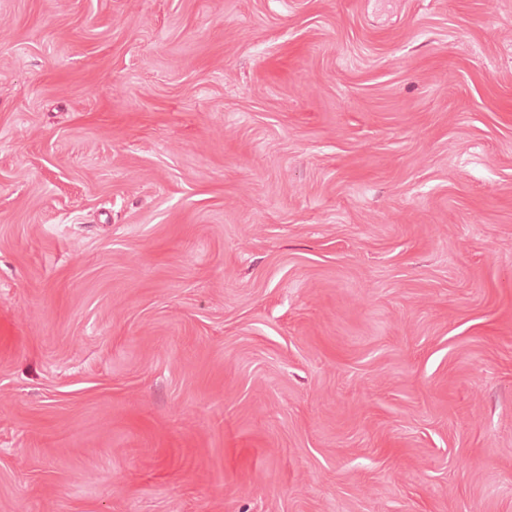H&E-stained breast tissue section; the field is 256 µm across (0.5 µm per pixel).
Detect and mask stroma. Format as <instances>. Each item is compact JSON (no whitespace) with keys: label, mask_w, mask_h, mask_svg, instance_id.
<instances>
[{"label":"stroma","mask_w":512,"mask_h":512,"mask_svg":"<svg viewBox=\"0 0 512 512\" xmlns=\"http://www.w3.org/2000/svg\"><path fill=\"white\" fill-rule=\"evenodd\" d=\"M0 512H512V0H0Z\"/></svg>","instance_id":"stroma-1"}]
</instances>
